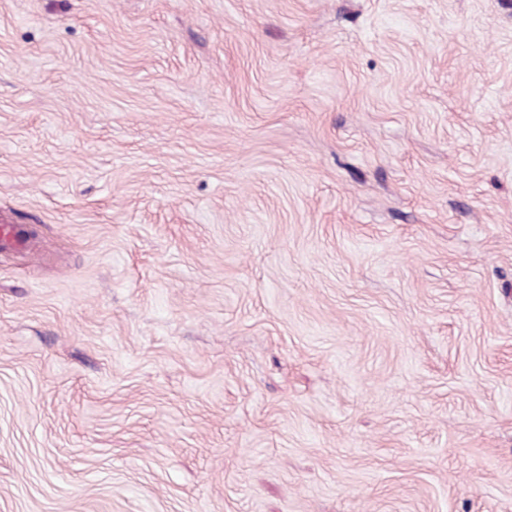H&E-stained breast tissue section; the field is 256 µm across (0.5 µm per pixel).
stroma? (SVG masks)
I'll use <instances>...</instances> for the list:
<instances>
[{
	"instance_id": "35a3bbf8",
	"label": "stroma",
	"mask_w": 512,
	"mask_h": 512,
	"mask_svg": "<svg viewBox=\"0 0 512 512\" xmlns=\"http://www.w3.org/2000/svg\"><path fill=\"white\" fill-rule=\"evenodd\" d=\"M0 512H512V0H0Z\"/></svg>"
}]
</instances>
